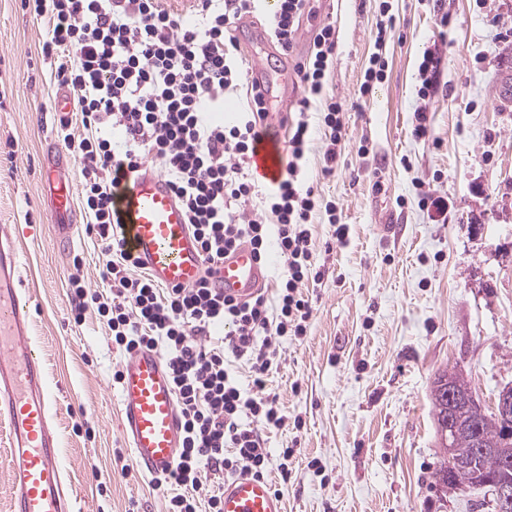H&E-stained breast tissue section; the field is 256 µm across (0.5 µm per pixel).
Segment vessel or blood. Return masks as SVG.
Listing matches in <instances>:
<instances>
[{"label":"vessel or blood","mask_w":512,"mask_h":512,"mask_svg":"<svg viewBox=\"0 0 512 512\" xmlns=\"http://www.w3.org/2000/svg\"><path fill=\"white\" fill-rule=\"evenodd\" d=\"M264 51L254 58L253 77L273 115L288 110L285 79L276 77L270 59L271 37L257 29ZM255 171L266 178L283 171L279 149L262 144L253 156ZM63 155H50L45 177L54 186L56 228L60 240L71 238L73 186L62 180ZM114 219L130 249L159 282L190 287L203 276L205 261L180 203L164 176L151 165L121 188L114 199ZM269 266L260 265L249 246L224 256L213 275L225 295L244 302L263 291ZM30 301L19 288V250L0 236V422H7L10 448L4 462L12 491V512H75V495L59 460L58 438L49 419L50 396L43 361L30 339ZM119 417L132 461L143 474L159 478L171 470L181 442V416L163 356L137 350L121 366ZM223 512H286L284 498L263 479L241 471L225 478Z\"/></svg>","instance_id":"b4317fda"}]
</instances>
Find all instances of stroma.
I'll return each instance as SVG.
<instances>
[{
  "mask_svg": "<svg viewBox=\"0 0 512 512\" xmlns=\"http://www.w3.org/2000/svg\"><path fill=\"white\" fill-rule=\"evenodd\" d=\"M384 4L397 22L379 48ZM328 23L336 50L326 93L343 105L346 135L327 176V141L314 130L305 173L349 233L334 244L328 225L312 226L323 276L302 289L312 307L305 336L277 341L267 375L265 391L287 422L261 432L266 480L287 512H482L481 493L432 486L442 453L430 387L437 371L460 367L490 407L512 385V110L495 94L501 73L512 72V0H308L299 54ZM44 38L21 0H0V234L19 247L76 512H165L166 490L114 461L127 447L112 383L125 354L96 312L73 320L68 279L77 273L100 289L102 256L81 209L73 245L53 228L43 163L57 139L60 88L40 56ZM433 46L442 65L423 100L419 65ZM376 52L384 79L364 97ZM420 108L423 138L413 133ZM425 192L447 198L443 217H429ZM384 208L398 223L391 235L378 228Z\"/></svg>",
  "mask_w": 512,
  "mask_h": 512,
  "instance_id": "1",
  "label": "stroma"
}]
</instances>
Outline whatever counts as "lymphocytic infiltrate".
I'll return each mask as SVG.
<instances>
[{
  "label": "lymphocytic infiltrate",
  "mask_w": 512,
  "mask_h": 512,
  "mask_svg": "<svg viewBox=\"0 0 512 512\" xmlns=\"http://www.w3.org/2000/svg\"><path fill=\"white\" fill-rule=\"evenodd\" d=\"M262 0H196L186 21L162 0H22L44 23V58L72 89L82 133L63 120L60 136L80 161V196L88 230L102 244V290L70 278L75 322L88 308L105 321L112 344L125 352L162 354L182 417L183 438L166 512H223L213 476L240 471L264 477L270 455L261 429L286 417L266 395L275 356L273 338L301 337L312 309L302 293L315 267L311 224L322 215L332 238L344 242L334 202L305 177V152L314 125L329 136L325 173L341 155L343 106L327 96L336 29L324 25L296 64L302 93L288 124V162L280 179L262 183L248 159L267 132L268 112L256 85H243L244 67L229 28L260 9ZM267 20L272 40L292 52L307 0H278ZM245 88L247 107L233 123L216 122L227 93ZM120 133L121 146L112 143ZM152 163L181 201L208 266L246 244L259 260L276 248L283 267L274 296L240 303L214 288L210 276L188 288L155 283L117 240L113 199L144 163ZM245 361L252 386L236 379Z\"/></svg>",
  "instance_id": "f902f5d3"
}]
</instances>
